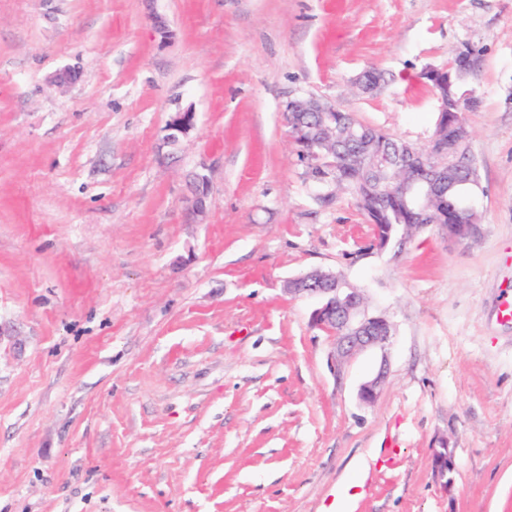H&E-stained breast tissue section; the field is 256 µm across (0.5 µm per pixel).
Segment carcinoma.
Returning <instances> with one entry per match:
<instances>
[{
    "mask_svg": "<svg viewBox=\"0 0 512 512\" xmlns=\"http://www.w3.org/2000/svg\"><path fill=\"white\" fill-rule=\"evenodd\" d=\"M460 83L458 76H452L448 88L442 93L445 115L449 117L458 111ZM288 123L293 127L300 125L305 130L304 146L297 158L322 154L318 158L320 166L316 174L309 175L316 199L322 204H328L339 193L350 195L364 215L366 223L372 226L370 248L379 251L385 247L390 250L402 239L410 243L427 228V225L419 221L410 199L399 195L386 198L379 196L376 188L377 170L370 159L362 160L355 167L344 163V156L350 149L370 153L380 148L400 162V177L404 180L410 171L406 151L413 148V145L365 125L354 115L339 109L334 112H290ZM326 127L336 129V149L330 157L324 156L325 149L317 143ZM456 164L459 165V182L452 189V193L455 195L457 207L452 210L440 198L435 197L429 202L428 212L433 217V223L462 230L468 224L481 223L482 219L480 213L465 212L470 202L475 200L474 189L479 181L477 162L469 145L462 146Z\"/></svg>",
    "mask_w": 512,
    "mask_h": 512,
    "instance_id": "cac0c4a2",
    "label": "carcinoma"
}]
</instances>
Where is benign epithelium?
<instances>
[{"mask_svg": "<svg viewBox=\"0 0 512 512\" xmlns=\"http://www.w3.org/2000/svg\"><path fill=\"white\" fill-rule=\"evenodd\" d=\"M302 105L305 112H334L336 108L315 97H297L289 108ZM195 126V112L187 108L171 115L167 130V142L177 143ZM468 135L465 127L458 123L453 126L451 138L446 140L435 137L425 153L413 156L414 185H432L435 180H452L456 175L448 147L466 143ZM207 181L203 176L197 177L193 186L189 204L193 212L201 214L205 210ZM287 291L294 296H314L321 300V305L312 313V323L336 335L335 350L331 355L333 371H341L345 363L355 354L370 348L384 349L392 337L393 325L383 316L373 315L367 310L363 291L359 288L336 287V273L317 271L314 276L296 277L288 281ZM386 377V365H381L378 372L365 381L359 388L358 398L367 406L376 402ZM433 468L436 474L451 482L448 475L455 469V455L448 453V441L439 442L434 449Z\"/></svg>", "mask_w": 512, "mask_h": 512, "instance_id": "7a95c632", "label": "benign epithelium"}]
</instances>
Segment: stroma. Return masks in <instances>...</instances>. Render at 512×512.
<instances>
[{
  "mask_svg": "<svg viewBox=\"0 0 512 512\" xmlns=\"http://www.w3.org/2000/svg\"><path fill=\"white\" fill-rule=\"evenodd\" d=\"M466 46L481 236L369 251L349 196L316 201L286 104L423 148L420 74ZM313 269L393 325L337 376L318 299L286 291ZM511 299L512 0H0V512H512ZM195 126V112L193 109L187 108L171 115L167 130V143L175 144L180 140V137L186 136ZM386 377V366H380L378 372L365 381L359 388L358 398L361 404L367 406L376 402L379 397L380 390ZM439 445V448L434 449L433 468L440 478H446L445 484H447L452 480L448 475L455 469V455L448 453V440L442 439Z\"/></svg>",
  "mask_w": 512,
  "mask_h": 512,
  "instance_id": "1",
  "label": "stroma"
}]
</instances>
